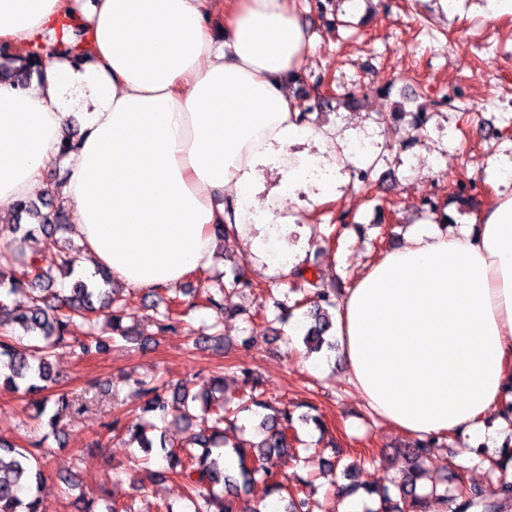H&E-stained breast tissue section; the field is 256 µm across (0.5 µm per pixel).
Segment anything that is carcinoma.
<instances>
[{
	"instance_id": "1",
	"label": "carcinoma",
	"mask_w": 512,
	"mask_h": 512,
	"mask_svg": "<svg viewBox=\"0 0 512 512\" xmlns=\"http://www.w3.org/2000/svg\"><path fill=\"white\" fill-rule=\"evenodd\" d=\"M33 56L10 55L0 63V80L7 77L18 88L29 86L33 70ZM60 179L53 177L43 194L37 199L21 198L14 209L19 216L31 220L29 224H18L16 230L22 233L18 240L7 241L0 247V386L12 391L24 390L35 396L32 406L36 415H42L48 405L56 407L49 420V426L56 428L61 415L78 411L81 405L66 393L49 394L56 383L50 358L65 340L69 327L80 319L88 323L93 315L102 313L112 334L134 342L138 337L123 325L127 317L126 304L113 287L110 272L100 269L103 287H94L81 277H73L76 256L68 246H63L54 259V265L65 278L72 279L71 286L56 288L51 268L43 259L32 252L23 250L24 244L36 232L71 231L66 223V208L59 199ZM311 296L305 300H291L289 293H282L273 304L278 314L272 322L284 325L293 311L308 307L307 316L312 319L302 342L315 349L328 343L326 334L332 328L331 311L338 305L339 294L334 288H323L317 279L307 280ZM29 289L31 296L27 306L18 308L9 303L11 296L23 289ZM214 292L185 301L180 295L188 294L183 288L154 290L156 304L163 306L159 312L157 330L166 333L175 329L179 318L197 309H214L221 315L230 313L224 308V294L243 288L251 289L253 284L236 273L232 278L213 284ZM108 338L90 331L83 339L75 341V347L82 353L102 352ZM245 385L240 399L232 403L224 399V375L209 378L208 390L202 396L191 393L188 382L171 384L166 381L154 383L136 382L132 397L143 401L142 412L149 415L135 426L131 441L146 456L155 453L162 456L168 467L154 471L153 476L163 479L171 474L181 477L186 485L188 505L181 512H261V507H249L242 498V490L256 480L263 481L269 493L288 500L284 512H310L302 487L307 481L297 476L293 486L288 478L281 476L270 466L275 456L288 453L295 436L293 415L286 409L266 414L260 422L259 439H241L228 444L227 432L238 430L239 415L256 408L270 409L264 393L258 391V382L252 373L243 370ZM182 419L190 429L185 443L175 450L166 446L165 440L154 442L147 432L155 428L154 422L167 418ZM231 447L237 458L238 475H229L224 470V448ZM438 439L428 438L413 441L407 448L410 467L397 484L399 498L391 496L389 488L368 486L356 480V467L346 469L349 483L336 489V496H349L361 489L379 500L375 512H426L429 500L435 499L447 506L448 512H469L474 507H483V512H495L493 503H484L482 488L466 483L464 475L446 473L432 484L430 493L417 492L418 481L425 475L423 465L434 456ZM34 455L26 448L0 438V512H42L39 495L34 487L41 485V469H33ZM512 463V446L502 452L495 467L502 472L499 492L512 498V482L507 480L509 464ZM454 484V493L448 494V484Z\"/></svg>"
}]
</instances>
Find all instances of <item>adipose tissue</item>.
<instances>
[{"label": "adipose tissue", "instance_id": "ef3b65f1", "mask_svg": "<svg viewBox=\"0 0 512 512\" xmlns=\"http://www.w3.org/2000/svg\"><path fill=\"white\" fill-rule=\"evenodd\" d=\"M30 44L43 64L29 86L0 81V220L64 163L86 269L129 288L206 270L224 223L257 269L291 273L285 200L335 202L364 162L350 130L301 120L292 101L312 44L295 0H0V47ZM336 330L383 422L419 440L496 439L512 401V195L384 253L341 298Z\"/></svg>", "mask_w": 512, "mask_h": 512}]
</instances>
